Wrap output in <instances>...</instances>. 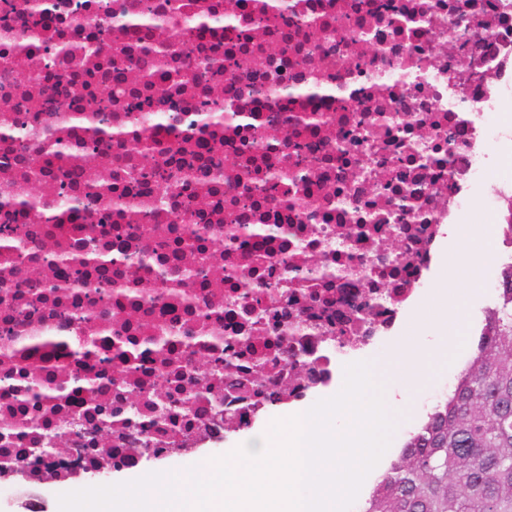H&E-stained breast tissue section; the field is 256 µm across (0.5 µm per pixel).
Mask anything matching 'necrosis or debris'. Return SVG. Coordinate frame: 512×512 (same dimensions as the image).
Masks as SVG:
<instances>
[{
  "label": "necrosis or debris",
  "mask_w": 512,
  "mask_h": 512,
  "mask_svg": "<svg viewBox=\"0 0 512 512\" xmlns=\"http://www.w3.org/2000/svg\"><path fill=\"white\" fill-rule=\"evenodd\" d=\"M9 2L0 192H35L39 206L0 201V240L11 244L0 251V429L13 433L0 455L27 469L28 449L45 442L63 468L103 456L138 464L139 450L171 437L161 401L177 402L186 433L204 422L223 434L221 408L249 419L201 370L213 352L184 347L188 334L267 359L262 388L287 379L289 402L311 389L287 346L305 349L329 383L414 301L443 225L467 221L463 194L497 140L467 111L490 103L492 77L512 75V0H277L272 12L261 0H46L38 24L23 0ZM134 13L149 15L153 43L169 51L151 86L135 77ZM453 24L467 36L463 70L440 50ZM82 43L97 53L61 59V46ZM210 57L222 72L201 69ZM214 112L223 122L205 124ZM92 124L120 135L94 141ZM48 139L91 159L110 202L84 206V181L42 158ZM63 252L112 261L65 265ZM175 253L188 258L185 300L169 292ZM20 268L37 269L39 285ZM353 309L354 348L309 329L345 326ZM285 320L297 327L287 340ZM89 330L91 351L76 352Z\"/></svg>",
  "instance_id": "obj_1"
}]
</instances>
